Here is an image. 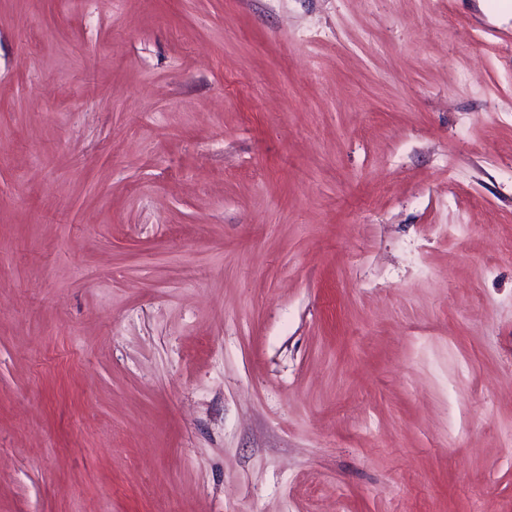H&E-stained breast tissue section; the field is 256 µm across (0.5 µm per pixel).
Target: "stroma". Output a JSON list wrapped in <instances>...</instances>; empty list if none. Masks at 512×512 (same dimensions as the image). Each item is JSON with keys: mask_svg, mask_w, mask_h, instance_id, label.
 <instances>
[{"mask_svg": "<svg viewBox=\"0 0 512 512\" xmlns=\"http://www.w3.org/2000/svg\"><path fill=\"white\" fill-rule=\"evenodd\" d=\"M494 8L0 0V512H512Z\"/></svg>", "mask_w": 512, "mask_h": 512, "instance_id": "35a3bbf8", "label": "stroma"}]
</instances>
